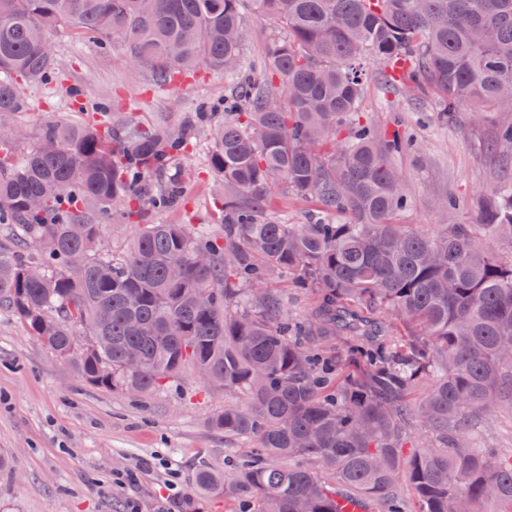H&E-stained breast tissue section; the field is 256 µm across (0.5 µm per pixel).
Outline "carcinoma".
Returning a JSON list of instances; mask_svg holds the SVG:
<instances>
[{"label": "carcinoma", "instance_id": "carcinoma-1", "mask_svg": "<svg viewBox=\"0 0 512 512\" xmlns=\"http://www.w3.org/2000/svg\"><path fill=\"white\" fill-rule=\"evenodd\" d=\"M248 3L276 26L260 84L241 61ZM61 27L124 38L163 86L208 69L239 94L228 118L196 112L179 130L109 112L46 121L25 153L0 140V225L27 251L0 254V307L99 387L139 396L190 368L243 395L210 424L254 451L198 476L206 493L248 492L239 512H407L404 478L417 512H512V448L478 431L512 413V257L494 251L512 241V181L478 201V224L399 223L393 155L413 141L364 121L361 80L372 58L442 112H512V0H0V129L26 108L23 84L55 74L44 46ZM201 128L224 224H141L105 251L112 211L174 204L181 183L143 180ZM492 147L512 161V120ZM284 188L315 200L313 220L265 217ZM281 274L313 293L303 325L271 286Z\"/></svg>", "mask_w": 512, "mask_h": 512}]
</instances>
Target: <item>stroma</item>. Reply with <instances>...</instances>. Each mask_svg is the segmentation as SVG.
<instances>
[{"label": "stroma", "instance_id": "stroma-1", "mask_svg": "<svg viewBox=\"0 0 512 512\" xmlns=\"http://www.w3.org/2000/svg\"><path fill=\"white\" fill-rule=\"evenodd\" d=\"M53 79L24 85L27 108L16 123L35 128L48 120H102L119 112L147 128L166 120L180 125L192 113L233 97L223 74L202 72L177 86H161L145 66L127 63L118 36L100 41L68 28L51 31ZM364 116L380 127L401 124L414 146L397 158L411 205L400 217L424 234L449 220L478 221L470 201L512 177V165L490 154L498 112L479 120L473 106L453 117L434 97L386 83L383 67L367 65ZM205 143L175 158L167 179L185 183L177 204L153 211L148 222L189 224L203 231L222 223V185L203 166ZM452 195L466 207L455 215L434 208ZM222 387L185 371L175 388L133 397L94 387L0 309V512H237V493L203 494L201 467L223 471L247 456V444L210 427L223 410ZM178 470L175 489L166 486ZM135 472L132 483L121 482Z\"/></svg>", "mask_w": 512, "mask_h": 512}]
</instances>
